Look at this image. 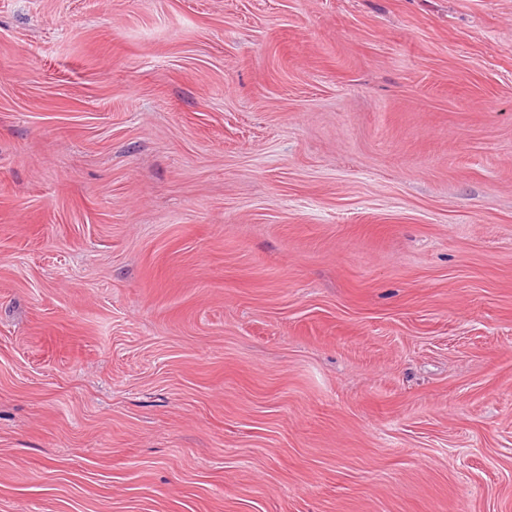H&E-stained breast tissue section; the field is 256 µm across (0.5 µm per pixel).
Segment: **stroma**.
<instances>
[{
  "instance_id": "35a3bbf8",
  "label": "stroma",
  "mask_w": 512,
  "mask_h": 512,
  "mask_svg": "<svg viewBox=\"0 0 512 512\" xmlns=\"http://www.w3.org/2000/svg\"><path fill=\"white\" fill-rule=\"evenodd\" d=\"M0 512H512V0H0Z\"/></svg>"
}]
</instances>
